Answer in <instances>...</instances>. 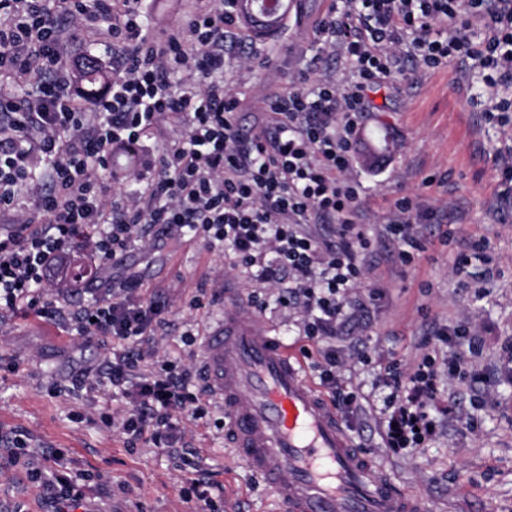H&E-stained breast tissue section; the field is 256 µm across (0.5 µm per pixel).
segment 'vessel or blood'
<instances>
[{"label":"vessel or blood","mask_w":512,"mask_h":512,"mask_svg":"<svg viewBox=\"0 0 512 512\" xmlns=\"http://www.w3.org/2000/svg\"><path fill=\"white\" fill-rule=\"evenodd\" d=\"M331 0H252L242 24L265 39L256 16L311 24ZM197 365L210 398L229 422V438L252 476L268 485L279 512H426L398 490L375 457L355 448L336 407L307 376L301 360L251 316H216L207 326Z\"/></svg>","instance_id":"vessel-or-blood-1"}]
</instances>
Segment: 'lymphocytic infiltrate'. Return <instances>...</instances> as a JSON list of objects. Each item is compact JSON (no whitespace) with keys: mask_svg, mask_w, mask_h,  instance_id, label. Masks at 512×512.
I'll return each instance as SVG.
<instances>
[{"mask_svg":"<svg viewBox=\"0 0 512 512\" xmlns=\"http://www.w3.org/2000/svg\"><path fill=\"white\" fill-rule=\"evenodd\" d=\"M195 2L184 26L155 35L143 0H0V76L36 81L27 96L0 94V214L11 224L0 232V320L29 310L115 342L107 379L129 399L120 430L131 446L172 447L179 416L204 415L203 392L194 367L140 370L144 352L133 341L169 328L164 302L145 298L133 277L58 287L67 252L108 268L163 239L230 250L234 267L303 310L298 331L318 345L320 384L350 414L358 397L340 384L328 340L366 284L353 158L371 92L458 58L482 75L483 111L512 112V0H334L312 30L313 68L273 89L253 81L258 47L234 0ZM74 31L104 36L112 49V84L99 97L79 94L63 63ZM246 84L247 98L237 91ZM247 109L258 118L246 130ZM163 124L175 134L153 175L113 193L103 177L113 146ZM37 158L47 163L38 183ZM433 218L418 200L395 202L387 230L402 244L400 261L420 249L416 227ZM383 382L393 407L388 445L427 440L433 422L418 399L437 390L430 359L408 377L388 367Z\"/></svg>","mask_w":512,"mask_h":512,"instance_id":"lymphocytic-infiltrate-1","label":"lymphocytic infiltrate"}]
</instances>
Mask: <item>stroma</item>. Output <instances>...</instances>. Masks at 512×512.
Masks as SVG:
<instances>
[{
    "label": "stroma",
    "mask_w": 512,
    "mask_h": 512,
    "mask_svg": "<svg viewBox=\"0 0 512 512\" xmlns=\"http://www.w3.org/2000/svg\"><path fill=\"white\" fill-rule=\"evenodd\" d=\"M309 62L284 33L273 53L260 54L255 77L277 86L288 69ZM482 90L481 79L458 59L417 81L396 76L372 92L375 110L358 132L353 162L370 217L363 227L370 247L367 285L353 291V316L333 340L337 373L360 404L343 422L356 447L377 458L405 492L434 503V512H512V203L502 199L494 171L498 148L512 141V120L476 109L472 99ZM404 196L440 211L437 223L422 229L423 250L406 264L386 230L389 210ZM447 230L452 239H444ZM479 240L490 265L456 268L464 246ZM126 266L166 301L172 323L166 335L152 337L148 366L189 363L182 327L204 325L219 308H232V301L208 296L195 303L198 288L215 278L240 298L257 294L254 317L293 351L306 343L297 330L301 312L232 268L221 248L194 240L136 248ZM465 320L482 337V352H473L465 337L438 336V329ZM111 354V340L72 336L32 314L0 322V437L27 439L37 457L65 450L67 473L87 479L78 512H203V502L181 495L201 475L223 488L216 512H278L270 488L217 427L216 411L181 419L191 457L149 443L128 446L119 427L103 420L121 418L128 408L105 376ZM426 355L459 368L440 377L437 398L427 404L436 434L417 448L387 447L384 370L412 372ZM20 504L26 512H51L25 472L0 471V512Z\"/></svg>",
    "instance_id": "35a3bbf8"
}]
</instances>
